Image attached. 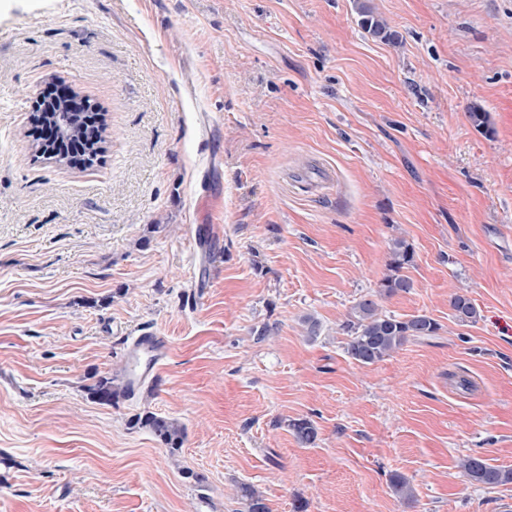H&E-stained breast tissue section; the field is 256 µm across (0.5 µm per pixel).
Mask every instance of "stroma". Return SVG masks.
Masks as SVG:
<instances>
[{
	"label": "stroma",
	"mask_w": 512,
	"mask_h": 512,
	"mask_svg": "<svg viewBox=\"0 0 512 512\" xmlns=\"http://www.w3.org/2000/svg\"><path fill=\"white\" fill-rule=\"evenodd\" d=\"M369 3L401 45L354 0H0V512H245L243 483L269 512H512L459 468L512 469V0ZM54 83L104 112L101 163L35 157ZM365 296L440 329L358 364ZM144 333L154 376L92 401ZM355 8L359 16V25L372 38H378L393 45L399 43V34L393 31L388 23L373 11L367 0H356ZM414 261L415 252L412 246L403 238L392 239L388 251V274L380 283L381 291L387 295L409 292L413 287L412 281L403 274V270L412 266ZM117 377H101L94 384L88 386L86 390L90 398L102 404H112L120 397H128L127 384L123 379L119 381ZM129 425L148 431L162 445L171 451L180 448L185 437V428L176 420L143 410L130 419Z\"/></svg>",
	"instance_id": "stroma-1"
}]
</instances>
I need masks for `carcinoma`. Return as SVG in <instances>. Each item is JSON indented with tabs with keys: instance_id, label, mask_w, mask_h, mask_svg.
Instances as JSON below:
<instances>
[{
	"instance_id": "cac0c4a2",
	"label": "carcinoma",
	"mask_w": 512,
	"mask_h": 512,
	"mask_svg": "<svg viewBox=\"0 0 512 512\" xmlns=\"http://www.w3.org/2000/svg\"><path fill=\"white\" fill-rule=\"evenodd\" d=\"M355 8L359 25L367 34L389 44L399 43V34L373 11L367 0H356ZM414 261V249L406 240H391L387 261L388 274L380 283L385 294L392 295L412 289V281L403 274V270L412 266ZM450 307L458 321L466 323L476 320L478 311L467 296H452ZM342 329L349 337L346 343L347 355L359 364L371 365L396 352L411 337L435 335L439 325L426 315L401 319L383 314L375 300L363 298L351 307L342 323ZM87 392L91 399L102 404H110L121 397L129 396L127 384L112 376L99 378L87 387ZM129 425L149 432L172 451L181 447L185 437V428L179 422L149 410L133 415ZM289 427L300 444L307 446L315 443L318 432L311 421L294 420L289 423ZM459 468L469 480L488 487L512 483V469L491 466L479 457L467 456L461 459ZM240 494L246 502L247 512H269L263 497L252 486L241 485Z\"/></svg>"
}]
</instances>
